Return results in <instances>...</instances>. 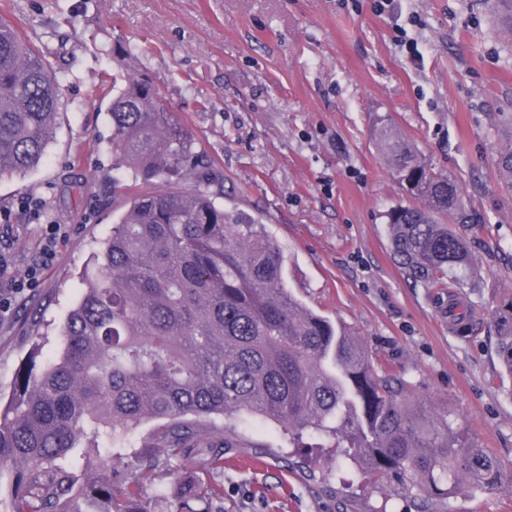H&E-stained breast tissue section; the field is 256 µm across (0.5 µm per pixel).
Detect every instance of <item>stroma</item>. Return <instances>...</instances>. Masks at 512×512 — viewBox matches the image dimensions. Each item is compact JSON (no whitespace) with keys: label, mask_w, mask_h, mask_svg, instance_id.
Masks as SVG:
<instances>
[{"label":"stroma","mask_w":512,"mask_h":512,"mask_svg":"<svg viewBox=\"0 0 512 512\" xmlns=\"http://www.w3.org/2000/svg\"><path fill=\"white\" fill-rule=\"evenodd\" d=\"M48 60L64 114L43 161L0 179V281L40 267L0 310V398L34 345L61 348L81 277L122 212L130 174L112 166V73L150 78L197 151L224 174L226 201L252 211L288 257L285 281L343 324L414 392L448 408L503 464L504 485L434 512H512V376L497 358L493 311L512 302V189L496 167L512 139V34L492 0H0ZM392 124L435 171L453 173L473 221L470 330L448 324V291L392 263L385 214L410 199L375 132ZM37 199L40 214L22 211ZM66 234L47 266L46 225ZM228 435L209 483L224 512H417L412 493L336 468L318 433L294 440L248 412L216 417Z\"/></svg>","instance_id":"stroma-1"}]
</instances>
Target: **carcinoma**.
<instances>
[{
	"label": "carcinoma",
	"instance_id": "cac0c4a2",
	"mask_svg": "<svg viewBox=\"0 0 512 512\" xmlns=\"http://www.w3.org/2000/svg\"><path fill=\"white\" fill-rule=\"evenodd\" d=\"M512 33V0H497ZM56 72L0 20V177L46 154L61 112ZM112 164L127 170L125 209L84 274L61 329L63 346L37 366L30 351L0 408V488L11 512H157L167 491L150 463L117 465L126 435L162 419L163 455L204 472L224 466L227 439L200 419L248 412L300 436L322 431L364 478L414 491L431 512L465 488L497 487L501 462L471 441L448 409L414 396L345 328L285 286L286 256L259 217L219 202L224 175L148 79L112 74ZM378 147L417 206L389 210L390 256L427 288L473 287L470 246L449 228L470 219L460 183L436 172L396 127ZM497 167L512 187V144ZM143 184H159L155 191ZM494 319L512 375V305ZM95 470L78 476L80 461ZM155 487V500L139 490ZM179 512L215 498L199 476L180 485Z\"/></svg>",
	"mask_w": 512,
	"mask_h": 512
}]
</instances>
